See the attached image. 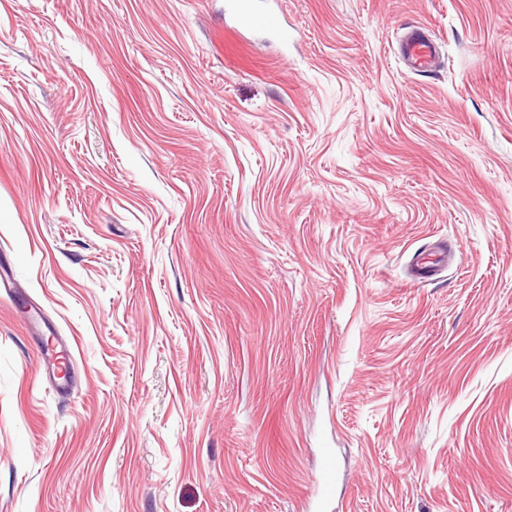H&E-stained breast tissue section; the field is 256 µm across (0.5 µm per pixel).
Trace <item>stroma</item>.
<instances>
[{"mask_svg":"<svg viewBox=\"0 0 512 512\" xmlns=\"http://www.w3.org/2000/svg\"><path fill=\"white\" fill-rule=\"evenodd\" d=\"M225 3L0 0V512H512V0ZM248 2L247 0L234 1L239 22L244 28L275 26V19L271 13H255ZM401 54L411 69H426L433 64L436 47L424 36L408 34L402 44ZM336 477V470L332 462L330 453L326 455L323 472L321 479L317 484L315 498L318 507L309 511L321 512L325 511L330 501L335 497L334 482Z\"/></svg>","mask_w":512,"mask_h":512,"instance_id":"1","label":"stroma"}]
</instances>
